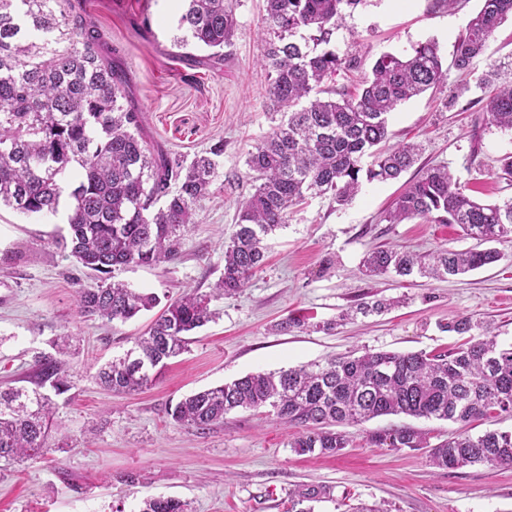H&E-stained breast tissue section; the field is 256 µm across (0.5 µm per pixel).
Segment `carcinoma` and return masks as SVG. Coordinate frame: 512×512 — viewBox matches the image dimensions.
Here are the masks:
<instances>
[{"label": "carcinoma", "mask_w": 512, "mask_h": 512, "mask_svg": "<svg viewBox=\"0 0 512 512\" xmlns=\"http://www.w3.org/2000/svg\"><path fill=\"white\" fill-rule=\"evenodd\" d=\"M237 0H183L175 50L187 67L219 69L233 44ZM259 59L267 99L278 122L248 152L250 192L238 203L236 229L224 243V270L213 288L232 296L247 287L264 263L265 240L306 196L352 201L362 180H395L415 163L417 146H386L389 115L399 105L444 83L448 74L435 41L405 55L384 53L361 88L329 85L360 57L336 49L347 10L362 0H264ZM512 19V0H482L457 41L452 67L473 70L497 29ZM479 77L492 87L479 99L489 124L512 132V80ZM135 76L92 13L90 0H0V205L27 215L57 212L68 196L67 235L56 241L65 256L96 273L99 284L78 292L79 312L125 323L161 303L152 292L113 280L130 265L158 266L177 259L197 207L214 194L224 140L188 158L155 143L145 132ZM370 157L369 166L364 158ZM419 219L457 224L483 248L440 249L420 255L376 249L363 266L372 275L418 274L444 279L504 258L492 243L512 236V199L482 202L466 193L446 166L407 182L386 221ZM211 296L187 292L163 307L125 353L102 364L96 381L117 394L155 383L190 333L212 320ZM61 338L55 354L35 363L34 387L0 390V468L43 453L58 409L71 389ZM238 408H268L300 428L290 444L298 455L333 456L348 445L339 430L387 415L466 423L512 417V344L476 339L450 353L367 351L324 365L247 374L179 401L174 422L204 433ZM371 444L396 450L428 449L439 469L512 467V430L458 434L435 445L402 425L369 434ZM333 498L327 486L303 485L289 493L291 512H312L305 502ZM140 512H186L175 498H146Z\"/></svg>", "instance_id": "1"}]
</instances>
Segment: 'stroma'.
I'll return each mask as SVG.
<instances>
[{"mask_svg":"<svg viewBox=\"0 0 512 512\" xmlns=\"http://www.w3.org/2000/svg\"><path fill=\"white\" fill-rule=\"evenodd\" d=\"M480 0L435 8L434 0H365L336 34L339 49L357 45L366 62L386 52L437 41L444 59ZM151 32L139 30L143 13ZM179 14L176 0H94V16L111 41L122 43L146 108V126L166 148L186 154L223 141L220 176L245 174L248 151L274 125L267 108L263 51V0H238V27L222 70L175 68L168 59ZM512 56V22H504L474 73L449 71L442 88L399 106L389 122L391 143L415 141L423 150L406 176L445 165L459 184L481 185V200L512 197L500 160L512 154V132L485 124L476 101L477 75ZM401 181L367 182L339 206L327 197L307 199L267 240L266 261L236 296L212 299L215 318L193 335L187 351L169 361L158 382L134 394L99 386L97 368L131 347L154 319L146 312L106 324L79 314L77 292L98 279L55 244L66 233V214L26 216L0 209V388L23 386L37 356L71 336L67 356L73 388L60 401L49 451L0 470V512H139L147 497L184 501L188 512H288V492L326 485L330 501L314 512H348L358 504L389 512H512V468L433 467L424 449L370 446L368 432L410 425L430 443L468 430L477 435L512 428V418L450 421L383 416L347 427L349 444L336 456L294 454L293 427L267 410H237L206 434L175 424L169 409L196 391L249 373L325 363L370 350L439 353L462 336L442 331L456 316L491 323L512 343V240L498 243L503 259L446 280L403 279L362 272L366 253L398 247L417 254L472 247L458 225L419 220L390 224L384 212ZM249 184L221 187L201 202L185 234L180 257L156 267L128 266L115 277L129 287L169 299L196 288L208 293L224 268V241L234 231L237 203ZM393 301L382 313L337 324L339 313L360 302ZM308 318L314 329L275 332L288 317Z\"/></svg>","mask_w":512,"mask_h":512,"instance_id":"obj_1","label":"stroma"}]
</instances>
